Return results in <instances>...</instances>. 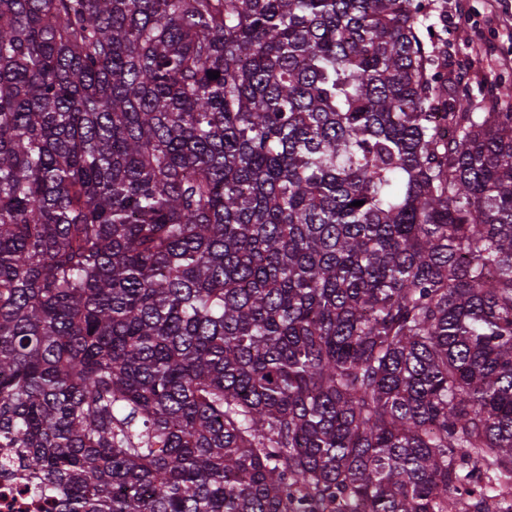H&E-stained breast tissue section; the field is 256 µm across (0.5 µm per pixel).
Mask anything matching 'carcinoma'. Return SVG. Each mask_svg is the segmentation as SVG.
Wrapping results in <instances>:
<instances>
[{
	"label": "carcinoma",
	"mask_w": 512,
	"mask_h": 512,
	"mask_svg": "<svg viewBox=\"0 0 512 512\" xmlns=\"http://www.w3.org/2000/svg\"><path fill=\"white\" fill-rule=\"evenodd\" d=\"M434 10L0 0L1 470L512 512V111L448 93Z\"/></svg>",
	"instance_id": "carcinoma-1"
}]
</instances>
